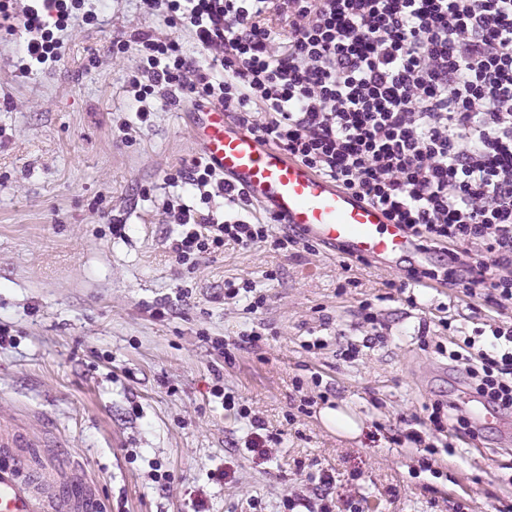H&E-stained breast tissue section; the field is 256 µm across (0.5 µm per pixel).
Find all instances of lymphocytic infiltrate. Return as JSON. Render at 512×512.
<instances>
[{
    "label": "lymphocytic infiltrate",
    "instance_id": "1",
    "mask_svg": "<svg viewBox=\"0 0 512 512\" xmlns=\"http://www.w3.org/2000/svg\"><path fill=\"white\" fill-rule=\"evenodd\" d=\"M146 15L188 29L204 61L177 37L139 36L127 92L148 121L153 100L224 106L259 142L333 180L403 224L438 264L407 268L400 290L437 281L501 313L489 331L453 340L450 365L468 389L512 408V0H140ZM80 0H37L17 14L0 0V30L23 27L26 56L59 58ZM55 17L44 21V14ZM170 182L251 201L202 156ZM172 242L178 264L225 245L299 238L271 232L276 218L201 216L181 203ZM423 430L443 447L480 437L451 401L427 408Z\"/></svg>",
    "mask_w": 512,
    "mask_h": 512
}]
</instances>
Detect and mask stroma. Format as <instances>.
<instances>
[{
	"instance_id": "stroma-1",
	"label": "stroma",
	"mask_w": 512,
	"mask_h": 512,
	"mask_svg": "<svg viewBox=\"0 0 512 512\" xmlns=\"http://www.w3.org/2000/svg\"><path fill=\"white\" fill-rule=\"evenodd\" d=\"M81 11L60 59L45 64L26 66L24 32H0V427L40 438L23 451L28 466L51 459L70 484H89V512H282L323 472L361 512H512L502 429L454 455L437 450L428 470L399 439L424 405L465 385L433 348L450 335L443 320L470 333L492 311L457 288L418 290L409 305L396 289L403 267L346 271L320 245H231L177 264L165 202L218 216L226 204L166 180L198 154L193 102L157 100L148 123L134 121L131 42L170 29L136 0H85ZM116 41L128 50L113 53ZM229 281L254 283L264 307L252 314L225 298ZM367 303L385 342L362 322ZM254 332L257 348H233ZM317 339L324 349H305ZM350 341L352 360L341 354ZM322 393L363 421L357 440L329 432L319 407L299 411L301 396ZM241 408L281 434L269 458L246 449Z\"/></svg>"
}]
</instances>
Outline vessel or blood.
Wrapping results in <instances>:
<instances>
[{"instance_id": "b4317fda", "label": "vessel or blood", "mask_w": 512, "mask_h": 512, "mask_svg": "<svg viewBox=\"0 0 512 512\" xmlns=\"http://www.w3.org/2000/svg\"><path fill=\"white\" fill-rule=\"evenodd\" d=\"M190 124L199 151L287 228L373 266L388 267L399 259L417 266L430 262L431 252L421 249L405 226L390 223L379 207L357 199L276 147L260 143L231 122L223 107L191 113ZM459 406L469 411L479 429L503 416L467 391L461 393ZM25 445L21 436L0 434V449L11 454L9 462L0 465V512H86L91 490L53 494L45 478L25 479L26 460L18 453Z\"/></svg>"}]
</instances>
